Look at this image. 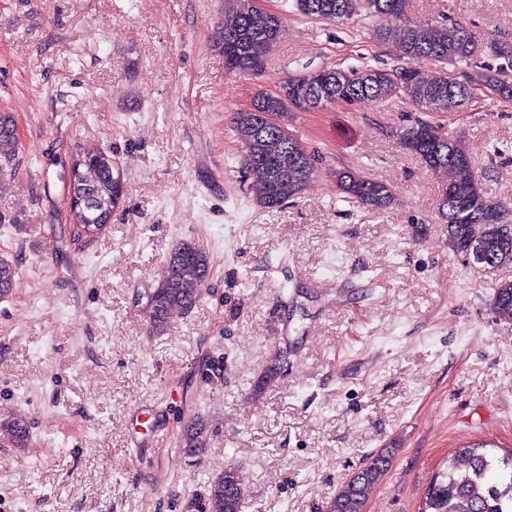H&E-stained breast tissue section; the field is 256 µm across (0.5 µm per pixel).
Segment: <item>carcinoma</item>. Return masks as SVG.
I'll return each instance as SVG.
<instances>
[{"instance_id":"cac0c4a2","label":"carcinoma","mask_w":512,"mask_h":512,"mask_svg":"<svg viewBox=\"0 0 512 512\" xmlns=\"http://www.w3.org/2000/svg\"><path fill=\"white\" fill-rule=\"evenodd\" d=\"M404 0H291L283 3L315 20L346 22L365 13L371 17L401 14ZM282 17L262 19L238 11L222 21L220 44L224 66L230 72L260 73L267 55L277 43ZM375 38L395 50L389 67L360 66L330 68L336 81L311 90L308 103H276L292 112L327 108L329 101H379L403 98L425 115L403 127L400 147L423 162L431 158L448 172V180L461 184V191L445 189L436 208L447 224L448 242L466 255L469 244L479 234L490 249L497 270L502 272L494 286L497 314L512 317V231L507 223V203L495 200L483 189L472 157L456 137L443 131L434 118L461 108L468 88L461 80L470 78L500 86L499 98L512 99V44L490 45V55L504 63L492 65L474 60L477 36L456 23H403L381 28ZM421 58H434L445 65L440 71L425 72L417 67ZM17 141L12 117L0 113V172L14 165ZM244 166L252 177L250 190L256 203L276 208L298 196L317 174V160L307 153L298 136L281 140L271 130L259 131L258 138L244 144ZM337 191L344 200L375 211L386 209L393 200V188L386 182L349 170L336 173ZM210 271L207 253L193 242H182L166 257L154 307L148 314L152 327L165 326L171 314L190 309L201 298V288ZM17 268L0 259V295L13 288ZM12 441L22 447L29 440L27 422L15 419L6 425ZM207 425L198 419L184 434V447L194 455L206 445ZM390 457L371 456L331 498L328 512H364L372 490L387 471ZM242 476L226 469L208 484V512H243L239 486ZM419 512H512V452L501 457L488 451L482 442L463 445L448 457L446 468L428 486Z\"/></svg>"}]
</instances>
